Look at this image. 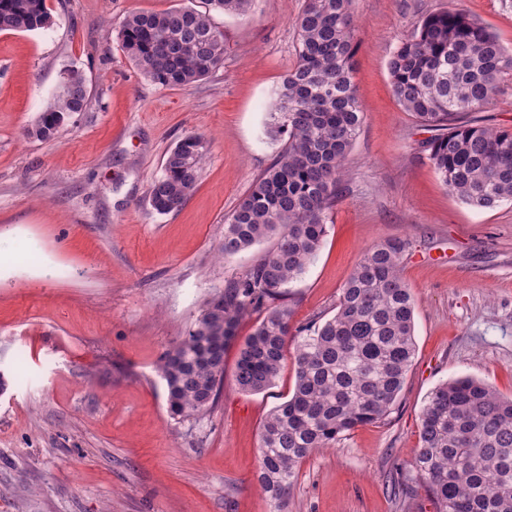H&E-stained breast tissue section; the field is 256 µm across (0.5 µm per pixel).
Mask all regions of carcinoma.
Listing matches in <instances>:
<instances>
[{"label": "carcinoma", "mask_w": 512, "mask_h": 512, "mask_svg": "<svg viewBox=\"0 0 512 512\" xmlns=\"http://www.w3.org/2000/svg\"><path fill=\"white\" fill-rule=\"evenodd\" d=\"M251 2L205 0L236 15L245 14ZM352 5L304 0L296 21V61L267 112L266 136L282 141V148L225 220L224 259L270 238L273 247L206 301L188 336L158 366L170 416L200 417L218 404L224 355L237 343L244 316L264 313L237 343L238 390L259 393L273 386L288 341L295 342L293 393L273 408L260 431L257 480L275 512H283L298 469L312 452L388 417L416 353L414 298L399 270L401 240L387 239L362 254L336 313L325 321L294 328L282 303L289 284L321 248L362 124ZM51 24L45 0H0V32ZM119 39L137 69L163 88L202 81L224 64V32L192 8L132 13ZM388 70L403 110L438 131L421 148L448 191L477 210L512 202V131L464 119L497 95L501 77L512 70V51L451 5L428 14L398 40ZM88 101L82 73L64 70L59 93L27 135L52 139ZM207 151V140L198 134L175 144L162 175L149 186L153 210L165 215L185 205ZM412 470L437 512H512V398L468 377L436 386L421 414Z\"/></svg>", "instance_id": "carcinoma-1"}]
</instances>
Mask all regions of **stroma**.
Segmentation results:
<instances>
[{
	"label": "stroma",
	"instance_id": "1",
	"mask_svg": "<svg viewBox=\"0 0 512 512\" xmlns=\"http://www.w3.org/2000/svg\"><path fill=\"white\" fill-rule=\"evenodd\" d=\"M304 0H253L246 15L204 0H46L53 25L0 32V512H274L257 481L259 431L295 383L286 359L261 393L234 382L210 414L167 412L160 356L205 302L266 250L229 260L224 219L272 162V92L295 63ZM448 0H355L363 122L325 240L288 288L299 326L333 315L360 256L405 242L416 354L390 415L299 467L286 512H436L412 483L420 417L439 384L473 377L512 397V203L476 210L442 184L404 112L388 62L398 38ZM512 47V0H457ZM190 7L224 33V64L162 88L121 48L132 12ZM90 93L54 139L28 137L66 67ZM190 133L210 142L181 210L157 214L151 182ZM52 275H43L44 267Z\"/></svg>",
	"mask_w": 512,
	"mask_h": 512
}]
</instances>
